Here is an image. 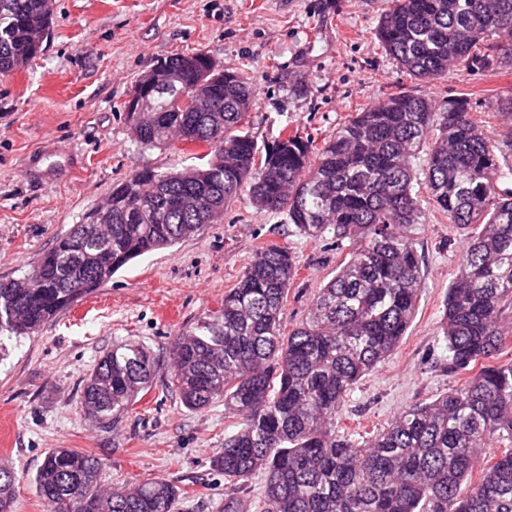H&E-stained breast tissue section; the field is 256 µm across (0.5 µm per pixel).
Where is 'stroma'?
I'll list each match as a JSON object with an SVG mask.
<instances>
[{
  "mask_svg": "<svg viewBox=\"0 0 512 512\" xmlns=\"http://www.w3.org/2000/svg\"><path fill=\"white\" fill-rule=\"evenodd\" d=\"M386 7V0H54L45 49L27 69L0 76V279L20 276L135 171L194 165L192 153L175 146L142 149L119 111L141 75L179 51L208 52L253 84L248 129L261 146L288 125L329 138L357 109L399 87L440 104L467 97L486 129L502 133L486 106L512 97V67L454 71L430 84L411 79L374 35ZM424 211L410 229L424 272L414 319L344 402L343 423L360 434L462 382L440 366V336L464 233L432 206ZM287 226L286 214L231 202L220 223L137 258L95 294L8 341L0 360V460L20 479L14 512H49L33 478L54 448L99 454L103 487L164 478L189 492L181 512H219L224 476L211 459L232 421L223 402L191 411L166 391L170 348L218 307L262 243L295 255L300 270L283 326L305 319L345 255L332 241L315 243ZM130 338L157 359L155 383L134 417L102 429L80 411L79 396L99 358Z\"/></svg>",
  "mask_w": 512,
  "mask_h": 512,
  "instance_id": "stroma-1",
  "label": "stroma"
}]
</instances>
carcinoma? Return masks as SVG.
Segmentation results:
<instances>
[{
    "mask_svg": "<svg viewBox=\"0 0 512 512\" xmlns=\"http://www.w3.org/2000/svg\"><path fill=\"white\" fill-rule=\"evenodd\" d=\"M52 11L53 0H0L1 76L42 52ZM376 36L403 72L424 82L511 67L512 0H391ZM157 63L170 80L148 91L135 84L141 111L124 112L132 134L147 148L178 141L206 152L192 167L128 176L22 278L1 279L0 334L33 333L132 260L218 223L234 200L284 212L294 233L314 242L330 236L347 251L305 321L283 331L298 266L287 246L272 244L172 345L170 386L182 404L200 411L222 399L225 416L236 419L212 457L226 480L220 512H251L239 489L257 474L265 477L259 512H512V364L487 363L512 335V98L489 105L506 128L497 142L466 99L439 105L396 91L320 146L297 129L261 149L243 128L255 89L237 69L201 50ZM198 82L207 99L178 105L184 87ZM421 185L448 223L466 230L445 303L443 367L470 376L360 443L341 432L343 403L399 345L424 287L408 234L422 218ZM155 368L140 341L112 346L86 380L80 410L117 427ZM493 442L501 445L493 463L462 492ZM101 466L74 448L50 450L34 478L49 512H180L186 500L162 478L103 490ZM16 492L15 472L0 466V512H12Z\"/></svg>",
    "mask_w": 512,
    "mask_h": 512,
    "instance_id": "obj_1",
    "label": "carcinoma"
}]
</instances>
